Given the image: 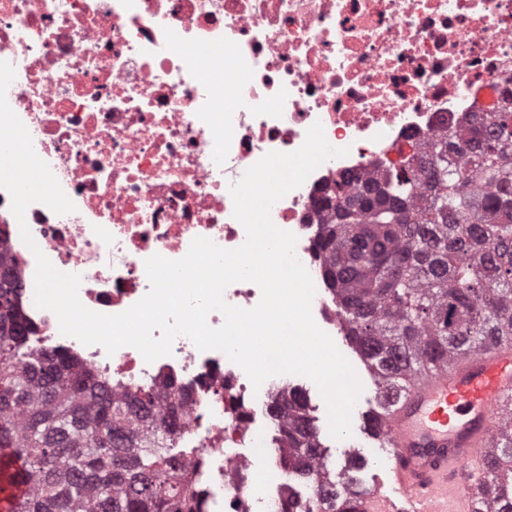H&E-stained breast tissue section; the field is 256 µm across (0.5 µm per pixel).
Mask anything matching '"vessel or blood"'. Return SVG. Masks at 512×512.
<instances>
[{"mask_svg":"<svg viewBox=\"0 0 512 512\" xmlns=\"http://www.w3.org/2000/svg\"><path fill=\"white\" fill-rule=\"evenodd\" d=\"M512 397V341L455 358L409 380L391 400L378 450L385 473L360 500V512H475L466 491L486 466L500 410ZM0 471V512L28 488Z\"/></svg>","mask_w":512,"mask_h":512,"instance_id":"obj_1","label":"vessel or blood"}]
</instances>
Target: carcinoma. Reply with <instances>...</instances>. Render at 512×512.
<instances>
[{
  "label": "carcinoma",
  "mask_w": 512,
  "mask_h": 512,
  "mask_svg": "<svg viewBox=\"0 0 512 512\" xmlns=\"http://www.w3.org/2000/svg\"><path fill=\"white\" fill-rule=\"evenodd\" d=\"M416 154L363 186L338 173L315 240L346 339L382 400L512 339V101L432 135ZM18 288L0 281V449L22 463L29 487L12 512H201L176 419L157 421L150 391L114 398L71 353L32 349ZM271 411L288 417L283 467L309 487L307 507L292 491L283 512H358L360 457L331 474L302 391L273 397ZM474 495L477 512H512V402Z\"/></svg>",
  "instance_id": "obj_1"
}]
</instances>
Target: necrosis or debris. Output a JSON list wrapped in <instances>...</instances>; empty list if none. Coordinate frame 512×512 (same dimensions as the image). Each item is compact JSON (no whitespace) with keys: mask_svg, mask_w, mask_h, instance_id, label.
<instances>
[{"mask_svg":"<svg viewBox=\"0 0 512 512\" xmlns=\"http://www.w3.org/2000/svg\"><path fill=\"white\" fill-rule=\"evenodd\" d=\"M0 61L16 73L11 109L76 206L29 205L32 250L0 188V255L16 262L31 345L75 355L116 396L174 385L204 512H279L290 481L255 496L252 444L266 424L260 403L287 390L288 375L253 388L224 353L184 336L149 363L131 346L110 354L62 335L34 304V253L80 275L84 306L122 313L150 289L147 258L181 259L199 236L241 246L230 184L264 154L300 148L318 122L347 154L276 202L271 219L296 235L313 318L335 334L313 253L319 200L337 173L374 180L412 143L500 105L512 89V0H0ZM220 85L233 106L220 108Z\"/></svg>","mask_w":512,"mask_h":512,"instance_id":"4bbe7bcc","label":"necrosis or debris"}]
</instances>
